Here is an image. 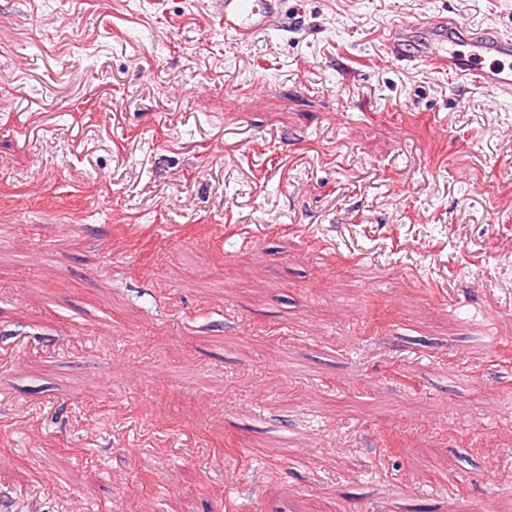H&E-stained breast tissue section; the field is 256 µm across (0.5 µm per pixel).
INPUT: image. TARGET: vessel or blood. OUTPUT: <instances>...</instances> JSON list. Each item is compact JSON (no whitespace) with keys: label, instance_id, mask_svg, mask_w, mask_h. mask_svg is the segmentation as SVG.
Listing matches in <instances>:
<instances>
[{"label":"vessel or blood","instance_id":"1","mask_svg":"<svg viewBox=\"0 0 512 512\" xmlns=\"http://www.w3.org/2000/svg\"><path fill=\"white\" fill-rule=\"evenodd\" d=\"M224 30L246 41L278 27L284 0H212ZM389 55L405 66L465 79L512 96V35L476 27L460 17L437 16L395 25L386 38Z\"/></svg>","mask_w":512,"mask_h":512}]
</instances>
